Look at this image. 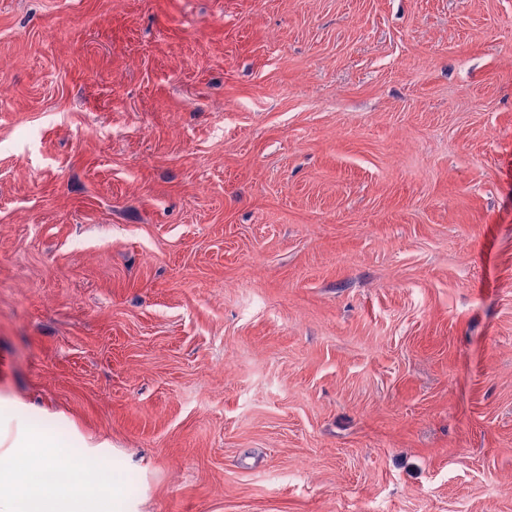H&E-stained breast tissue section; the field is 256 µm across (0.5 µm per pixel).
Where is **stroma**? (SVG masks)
<instances>
[{
    "mask_svg": "<svg viewBox=\"0 0 512 512\" xmlns=\"http://www.w3.org/2000/svg\"><path fill=\"white\" fill-rule=\"evenodd\" d=\"M110 512H512V0H0V397Z\"/></svg>",
    "mask_w": 512,
    "mask_h": 512,
    "instance_id": "stroma-1",
    "label": "stroma"
}]
</instances>
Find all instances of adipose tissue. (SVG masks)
Here are the masks:
<instances>
[{
	"instance_id": "obj_1",
	"label": "adipose tissue",
	"mask_w": 512,
	"mask_h": 512,
	"mask_svg": "<svg viewBox=\"0 0 512 512\" xmlns=\"http://www.w3.org/2000/svg\"><path fill=\"white\" fill-rule=\"evenodd\" d=\"M29 414L18 399L0 397V512H104L109 490L82 466L50 489L25 480L29 465L53 470L66 457L53 438L31 427Z\"/></svg>"
}]
</instances>
